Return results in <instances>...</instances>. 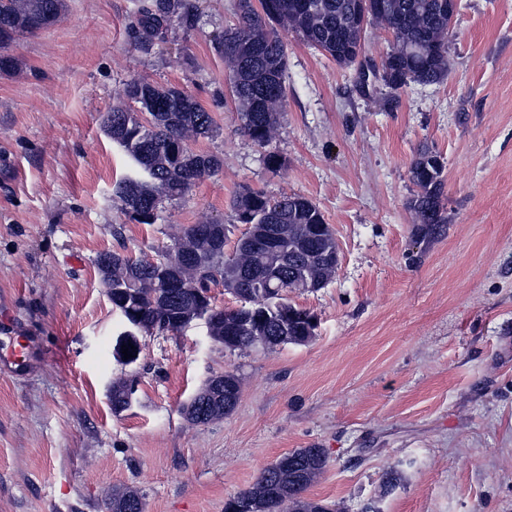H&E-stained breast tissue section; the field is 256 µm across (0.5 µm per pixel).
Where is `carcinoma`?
<instances>
[{
    "instance_id": "cac0c4a2",
    "label": "carcinoma",
    "mask_w": 512,
    "mask_h": 512,
    "mask_svg": "<svg viewBox=\"0 0 512 512\" xmlns=\"http://www.w3.org/2000/svg\"><path fill=\"white\" fill-rule=\"evenodd\" d=\"M383 2L384 17L378 14L377 0H235L237 23L216 37L215 48L227 64L225 79L241 131L267 149L268 167H281L279 155L269 146L285 104L288 70L287 44L273 27L275 23L337 65L359 66L357 85L361 88L372 79L397 93L412 83L440 84L448 78V0ZM63 8L64 0H0V73L17 66L7 46L21 35L53 24ZM197 21L194 0H148L133 23L137 45L148 51L171 24L189 31ZM374 24L385 25L392 34L378 66L358 62L364 54L366 30ZM120 98L103 116V131L132 160L136 175L118 182L113 193L130 220L153 224L156 217L148 213V202L178 199L201 179L219 173L221 158L190 147V142L210 138L217 129L211 113L174 86L132 80L124 85ZM125 99L140 105V112L150 120L143 123L136 118L124 105ZM444 171V158L426 145L417 149L410 163L413 190L408 208L415 214L416 233L424 240L435 241L447 233ZM233 210L237 222L246 228L230 255L224 251L226 227L218 223L187 225L154 263L116 251L98 254V281L112 286V309L127 322L134 318L159 332L179 330L188 327L179 322L181 315L214 302L212 290L222 288L241 300L251 298L246 321L238 319L236 310L226 308L205 321L211 335L224 340V349H274L288 344L290 336H315L313 318L288 301L293 278L305 268L289 248L270 243L267 230L277 228L286 239L291 229L293 242L315 249L318 263L312 275L326 286L336 279L338 245L321 210L299 194L284 192L271 198L250 188L234 198ZM135 392L131 380L113 382L112 407H121ZM234 408L205 383L181 413L194 425L222 419ZM288 458L297 465L313 463L321 470L327 465L322 448H297ZM308 488L296 472L273 463L261 470L250 487L230 497L224 512H246L243 506L251 500L259 501V512H281L288 499L294 501L297 512H307ZM133 500L143 501L138 490L113 489L110 512H132Z\"/></svg>"
}]
</instances>
